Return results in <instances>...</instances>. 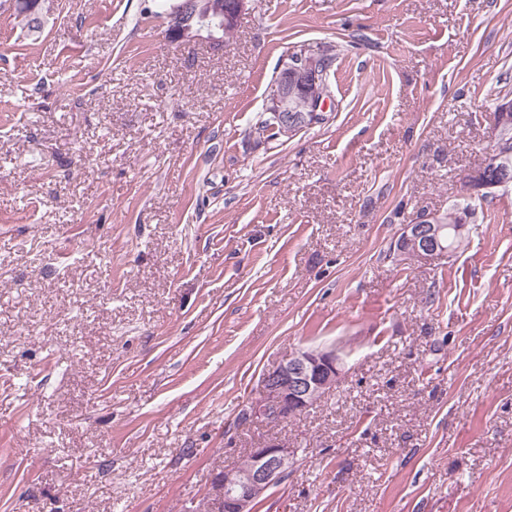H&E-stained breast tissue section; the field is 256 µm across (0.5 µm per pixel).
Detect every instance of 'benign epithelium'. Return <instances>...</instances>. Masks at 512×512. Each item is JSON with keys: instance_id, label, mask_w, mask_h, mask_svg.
<instances>
[{"instance_id": "1", "label": "benign epithelium", "mask_w": 512, "mask_h": 512, "mask_svg": "<svg viewBox=\"0 0 512 512\" xmlns=\"http://www.w3.org/2000/svg\"><path fill=\"white\" fill-rule=\"evenodd\" d=\"M249 0H185L168 16L165 32L169 43L187 45L204 40L214 49L224 48V34L232 33L246 10ZM321 58L301 52L279 71L272 99L275 106V128L280 134L297 129L318 117L323 99L304 92L305 86L318 82ZM512 100L500 106L492 131L498 141L509 127ZM512 182V164L507 153L489 148L480 167L469 174L464 187L470 193L488 191ZM443 225L439 214L423 212L405 228L399 238L398 254L402 258L433 257L447 252L442 243ZM340 359L332 351L297 348L288 358L263 372L258 399L243 413L248 421L268 424L285 422L313 406L315 398L338 385L341 379ZM297 449L270 440L252 448L237 466L217 473L212 482L211 501L214 509L224 512H253L252 505L271 487L285 480L291 471Z\"/></svg>"}]
</instances>
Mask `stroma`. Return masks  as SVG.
Wrapping results in <instances>:
<instances>
[{
	"label": "stroma",
	"instance_id": "1",
	"mask_svg": "<svg viewBox=\"0 0 512 512\" xmlns=\"http://www.w3.org/2000/svg\"><path fill=\"white\" fill-rule=\"evenodd\" d=\"M0 0V512H204L213 476L298 451L254 512H512V185L446 212L512 99V0H250L176 47L165 0ZM324 110L262 126L292 54ZM343 377L245 425L298 347ZM420 214L413 224L405 225L399 238L397 252L402 258L425 259L447 252L442 243L443 224L451 226L444 231L449 250L457 249L462 241V235L456 231L457 225L470 223L476 219L475 207L465 198L450 205L448 212L441 214V224L438 213Z\"/></svg>",
	"mask_w": 512,
	"mask_h": 512
}]
</instances>
